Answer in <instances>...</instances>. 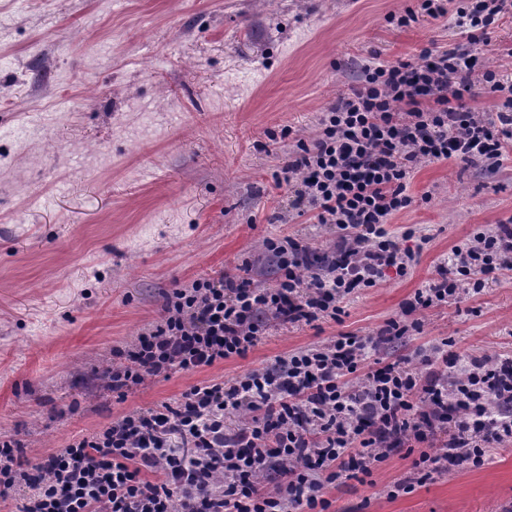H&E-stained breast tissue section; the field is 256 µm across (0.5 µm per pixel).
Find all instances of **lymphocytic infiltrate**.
<instances>
[{
	"mask_svg": "<svg viewBox=\"0 0 512 512\" xmlns=\"http://www.w3.org/2000/svg\"><path fill=\"white\" fill-rule=\"evenodd\" d=\"M507 0H418L387 20L403 28L453 15L464 49L427 48L392 65L371 58L359 88L338 97L312 141L287 166L292 207L335 225L331 256L313 259L298 238H269L274 287L224 275L166 297L164 316L135 349H114L107 372L118 398L147 378L197 372L242 357L270 321L342 323L346 298L405 276L414 260L387 226L415 202L414 170L460 161L498 170L512 143V84L482 64L478 46ZM481 85L499 94L497 123L461 102ZM512 272V222L477 230L453 246L438 276L417 289L406 313L460 302L488 276ZM388 320L375 334L341 332L289 352L232 381L208 379L180 398L123 413L92 433L22 460L20 441L0 437V499L16 512H327L328 489L365 481L399 455L412 460L391 493L408 494L447 466L479 468L494 445L512 442V357H461L450 339L424 355L428 373L389 361L390 343L419 331ZM250 412L237 428L232 414Z\"/></svg>",
	"mask_w": 512,
	"mask_h": 512,
	"instance_id": "lymphocytic-infiltrate-1",
	"label": "lymphocytic infiltrate"
}]
</instances>
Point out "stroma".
<instances>
[{
  "label": "stroma",
  "instance_id": "1",
  "mask_svg": "<svg viewBox=\"0 0 512 512\" xmlns=\"http://www.w3.org/2000/svg\"><path fill=\"white\" fill-rule=\"evenodd\" d=\"M414 4L0 0V435L21 439L24 458L204 378L234 379L341 331L371 334L402 318L454 245L512 216V159L495 173L419 165L412 191L429 200L389 226L415 229V260L406 276L351 296L342 324L272 323L246 356L149 378L122 402L108 385L113 348H131L159 321L173 289L225 272L272 287L269 238L333 247L334 225L290 207L284 168L372 53L394 64L462 46L448 16L387 23ZM511 48L512 11L483 48L486 65L512 79ZM416 317L420 333L391 343L386 359L419 366L417 349L446 337L462 355H512V275ZM491 455L391 499L411 465L393 457L371 483L328 491V512H506L512 443Z\"/></svg>",
  "mask_w": 512,
  "mask_h": 512
}]
</instances>
